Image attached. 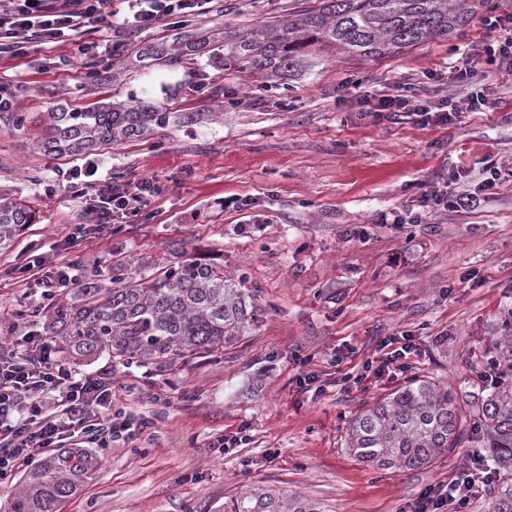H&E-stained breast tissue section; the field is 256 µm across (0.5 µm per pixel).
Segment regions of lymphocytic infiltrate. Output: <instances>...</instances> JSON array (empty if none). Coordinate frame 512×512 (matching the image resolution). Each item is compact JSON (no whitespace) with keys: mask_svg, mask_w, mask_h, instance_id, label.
I'll use <instances>...</instances> for the list:
<instances>
[{"mask_svg":"<svg viewBox=\"0 0 512 512\" xmlns=\"http://www.w3.org/2000/svg\"><path fill=\"white\" fill-rule=\"evenodd\" d=\"M215 0H0V58L21 59L30 50L52 52L74 43L80 59L97 68L111 70L122 55L126 36L132 30H149L173 24L181 18L211 14ZM483 26L489 38L483 52L467 57L450 71L448 79L467 84L487 66H496L499 76L512 78V14H488ZM358 111L395 120L416 115L435 124H448L459 107L448 97L413 96L407 89L374 95L356 87L352 98ZM68 186L77 198L90 197L92 212L100 230L112 224H126L145 213L160 186L141 178L116 182L81 181L73 171ZM414 206L394 210V224H419L426 214L448 208L462 209L468 196L456 193L446 182L420 184ZM112 403L108 378L73 373L60 362L49 340L35 345V356L28 364L0 362V480L11 477L15 464L31 459L45 449L97 442L105 431L102 424L89 420L93 406ZM482 461L473 458L469 470L449 481L425 489L418 499L401 512H462L480 490L492 484L491 475L481 474Z\"/></svg>","mask_w":512,"mask_h":512,"instance_id":"lymphocytic-infiltrate-1","label":"lymphocytic infiltrate"}]
</instances>
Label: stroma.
<instances>
[{
    "label": "stroma",
    "mask_w": 512,
    "mask_h": 512,
    "mask_svg": "<svg viewBox=\"0 0 512 512\" xmlns=\"http://www.w3.org/2000/svg\"><path fill=\"white\" fill-rule=\"evenodd\" d=\"M225 9L186 24L132 33L107 84L85 78L74 45L0 60V84L21 112L70 111L100 100L151 97L171 112H209L193 127L169 126L88 153L47 157L34 144L39 123L0 124V198L24 200L39 215L0 251V360L25 362L31 336L44 333V307L24 269L67 245L77 277L107 275L116 252L161 255L179 247L222 261L227 275L257 291L250 337L223 357L169 371L123 366L108 355L67 357L81 374L112 382V405L95 419L125 420L131 438L97 449L92 479L57 512H224L249 486L301 493L331 512H400L427 486L448 479L474 450L463 446L431 465L380 470L346 446L349 421L403 384V377L353 383L382 340L413 336V374L454 390L461 405L477 393L483 357L506 349L512 331V81L487 74L492 107L462 112L448 125L357 112L353 83L381 95L398 83L420 93H453L451 66L486 39L483 0L445 39L371 61L335 49L288 84L261 85L237 69L199 60L176 67L143 54L184 43L206 28L215 53L229 30L290 19L298 0H224ZM212 78L197 98L199 73ZM502 168L491 194L479 184L487 160ZM151 178L162 194L148 215L116 232H95L85 199L66 191V173ZM457 175L472 208L437 212L421 224H384L408 205L413 186ZM246 430L248 444L222 453L223 438Z\"/></svg>",
    "instance_id": "stroma-1"
}]
</instances>
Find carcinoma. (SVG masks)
I'll return each instance as SVG.
<instances>
[{"instance_id":"carcinoma-1","label":"carcinoma","mask_w":512,"mask_h":512,"mask_svg":"<svg viewBox=\"0 0 512 512\" xmlns=\"http://www.w3.org/2000/svg\"><path fill=\"white\" fill-rule=\"evenodd\" d=\"M286 23L234 32L224 38V65L286 81L321 48L381 59L422 42L446 38L464 26L470 11L457 0H318ZM200 30L187 43L156 51L181 65L209 48ZM45 137L36 148L46 156L77 154L140 136L172 122L198 125L209 112H166L141 99L132 107L100 104L71 112H42ZM36 211L24 201L0 202V250L12 247ZM129 260L113 255L110 286L86 277L68 303L51 302L30 313L76 356L107 354L123 365L172 367L179 360L216 357L255 326L257 289L224 277V264L182 255L177 262L144 256L138 274ZM491 390L472 406L467 427L454 391L423 376L362 408L349 422L346 447L364 463L387 470L430 465L472 436L497 469L512 472V362L493 356ZM98 459L67 449L31 468L10 503V512H56L64 499L91 479ZM224 512H331L300 495L280 496L249 487L224 503ZM489 512H512V484L501 487Z\"/></svg>"}]
</instances>
